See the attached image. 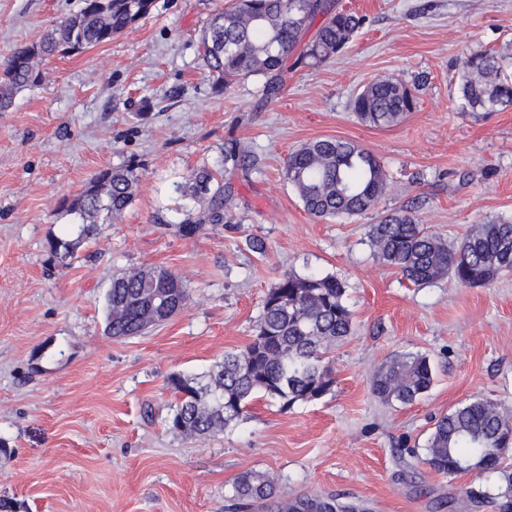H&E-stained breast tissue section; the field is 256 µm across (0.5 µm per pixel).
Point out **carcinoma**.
<instances>
[{
    "label": "carcinoma",
    "mask_w": 512,
    "mask_h": 512,
    "mask_svg": "<svg viewBox=\"0 0 512 512\" xmlns=\"http://www.w3.org/2000/svg\"><path fill=\"white\" fill-rule=\"evenodd\" d=\"M154 0H82L79 10L53 25L40 43L21 44L0 65V110L17 93L40 82L44 62L58 53H76L112 41L147 16ZM322 19L311 40L304 32ZM362 19L335 11L328 0H230L213 13L200 44L207 77L222 88L250 76L266 78L268 98L280 92V73L288 57L307 64L325 62L341 52L360 29ZM507 55L478 50L469 55L461 75V94L474 111L494 112L512 105V77L505 74ZM415 97L401 82L378 79L363 87L351 105L358 118L376 127L399 123L412 111ZM256 156L230 141L224 163L241 170ZM284 177L304 210L320 220L348 219L372 209L385 192L388 174L381 162L359 145L336 138L312 140L289 153ZM139 176L132 165L106 169L90 179L66 206L76 238L48 240V261L62 263L78 244L95 238L99 225L118 221L132 204ZM176 190L190 197L196 213L187 214L179 231L192 235L203 224H222L231 197L217 173L197 169L193 182ZM374 256L415 286L448 276L464 286L488 285L512 274V220L489 218L456 242H448L400 210L368 232ZM345 284L334 276L283 275L263 299L262 314L250 344L224 354V361L202 374H174L167 387L177 398L170 430L204 439L241 417L258 397L288 408L319 399L331 391L330 368L337 345L354 332ZM189 295L183 279L170 269L141 267L112 278L106 293L107 332L114 338L139 336L183 310ZM434 380L430 359L418 352L392 356L374 375L375 396L387 404L407 405L427 392ZM426 463L452 476L477 470L501 474L485 489L442 498L436 508L470 512L491 503L512 512V473L502 467L512 452V418L492 401L475 397L441 415L428 440ZM228 497L240 512H368L361 502L333 494L282 497L266 471L250 470L231 485Z\"/></svg>",
    "instance_id": "1"
}]
</instances>
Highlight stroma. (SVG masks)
Masks as SVG:
<instances>
[{
  "instance_id": "1",
  "label": "stroma",
  "mask_w": 512,
  "mask_h": 512,
  "mask_svg": "<svg viewBox=\"0 0 512 512\" xmlns=\"http://www.w3.org/2000/svg\"><path fill=\"white\" fill-rule=\"evenodd\" d=\"M226 2L154 0L111 42L49 59L39 85L0 112V499L15 512H231L225 494L249 470L289 496L434 512L437 499L485 482L425 463L435 419L477 396L512 417V275L417 287L381 266L367 237L401 209L448 240L512 218V106L471 111L459 88L470 52L512 46V0H330L364 25L322 65L288 60L272 99L263 78L219 91L203 73L200 34ZM79 6L0 0V64ZM385 76L417 87L418 100L378 128L350 102ZM326 137L358 143L388 173L361 216L316 220L284 177L288 153ZM230 141L256 153L255 169L225 164ZM128 164L139 175L132 205L48 268V238L71 230L64 205L99 171ZM205 165L230 187L233 220L186 236L191 204L174 186ZM150 265L183 276L187 308L143 335L109 336L113 275ZM286 272L347 288L355 332L333 354L332 391L288 409L255 400L205 439L171 432L168 377L206 372L248 344ZM402 351L428 355L434 380L413 404L389 405L371 379Z\"/></svg>"
}]
</instances>
